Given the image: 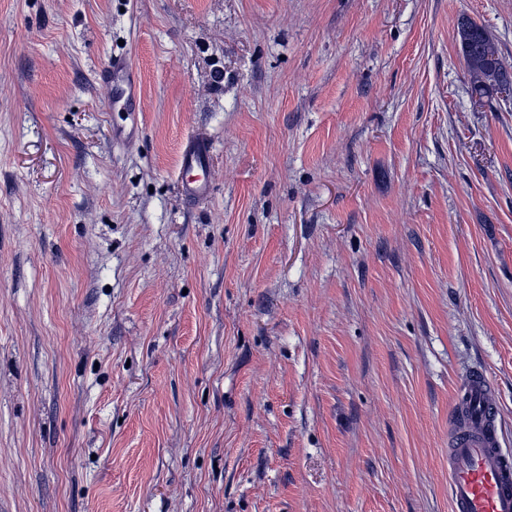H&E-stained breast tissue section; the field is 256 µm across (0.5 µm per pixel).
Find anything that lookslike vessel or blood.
<instances>
[{"label":"vessel or blood","instance_id":"1","mask_svg":"<svg viewBox=\"0 0 512 512\" xmlns=\"http://www.w3.org/2000/svg\"><path fill=\"white\" fill-rule=\"evenodd\" d=\"M100 77L111 84L112 103L136 111L141 89L131 61L112 56ZM212 147L203 139L190 138L180 160V193L187 202L207 199ZM490 383L480 373L466 376L459 391L464 404L455 409L459 423L448 450V497L452 512H512V459L504 454L489 394Z\"/></svg>","mask_w":512,"mask_h":512}]
</instances>
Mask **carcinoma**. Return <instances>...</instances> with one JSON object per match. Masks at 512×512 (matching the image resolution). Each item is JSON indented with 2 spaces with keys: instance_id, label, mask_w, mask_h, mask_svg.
Instances as JSON below:
<instances>
[{
  "instance_id": "obj_1",
  "label": "carcinoma",
  "mask_w": 512,
  "mask_h": 512,
  "mask_svg": "<svg viewBox=\"0 0 512 512\" xmlns=\"http://www.w3.org/2000/svg\"><path fill=\"white\" fill-rule=\"evenodd\" d=\"M457 40L465 65L472 77V92L479 97L512 85V68L505 65L488 31L469 17L457 24Z\"/></svg>"
}]
</instances>
